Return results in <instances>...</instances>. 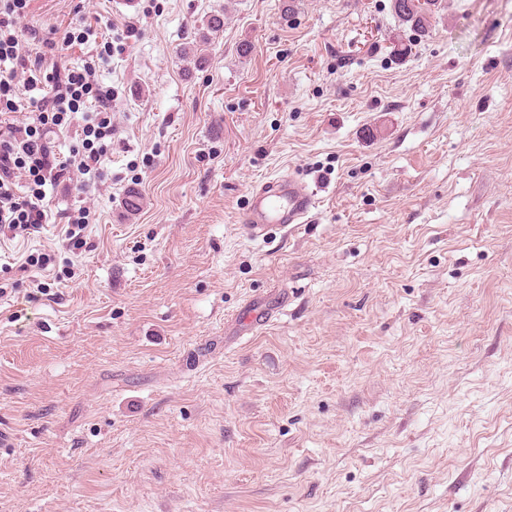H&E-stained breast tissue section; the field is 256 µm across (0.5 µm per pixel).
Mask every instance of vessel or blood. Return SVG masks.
I'll list each match as a JSON object with an SVG mask.
<instances>
[{
	"label": "vessel or blood",
	"mask_w": 512,
	"mask_h": 512,
	"mask_svg": "<svg viewBox=\"0 0 512 512\" xmlns=\"http://www.w3.org/2000/svg\"><path fill=\"white\" fill-rule=\"evenodd\" d=\"M315 208L313 190L288 172L252 188L237 220L247 236L256 238L276 226L294 229L308 223Z\"/></svg>",
	"instance_id": "1"
}]
</instances>
